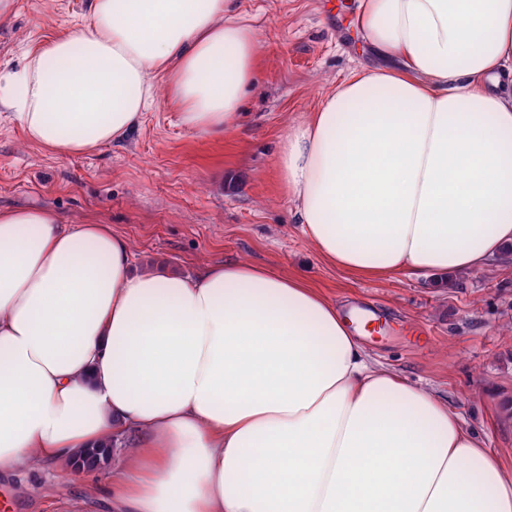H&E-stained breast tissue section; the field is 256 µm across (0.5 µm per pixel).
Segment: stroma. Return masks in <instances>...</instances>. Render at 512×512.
<instances>
[{
    "instance_id": "35a3bbf8",
    "label": "stroma",
    "mask_w": 512,
    "mask_h": 512,
    "mask_svg": "<svg viewBox=\"0 0 512 512\" xmlns=\"http://www.w3.org/2000/svg\"><path fill=\"white\" fill-rule=\"evenodd\" d=\"M261 43L243 125L200 138L164 97L122 142L50 153L0 112V208L45 207L107 224L135 270L191 275L228 260L304 276L336 303L378 362L426 388L485 434L512 472V251L480 270L355 279L323 261L289 214L280 141L351 69L383 65L354 24L356 0H238ZM89 0H17L0 22V71L85 21ZM111 468L74 480L38 466L0 470V512H113Z\"/></svg>"
}]
</instances>
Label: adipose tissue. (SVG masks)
Listing matches in <instances>:
<instances>
[{
    "instance_id": "obj_1",
    "label": "adipose tissue",
    "mask_w": 512,
    "mask_h": 512,
    "mask_svg": "<svg viewBox=\"0 0 512 512\" xmlns=\"http://www.w3.org/2000/svg\"><path fill=\"white\" fill-rule=\"evenodd\" d=\"M236 0H91L7 73L50 153L123 141L158 87L202 138L240 126L259 52ZM389 68L351 70L281 140L316 253L359 278L485 267L512 247V0H358ZM127 439L115 512H512V474L445 400L374 363L298 275L139 273L105 224L0 210V468L81 475Z\"/></svg>"
}]
</instances>
